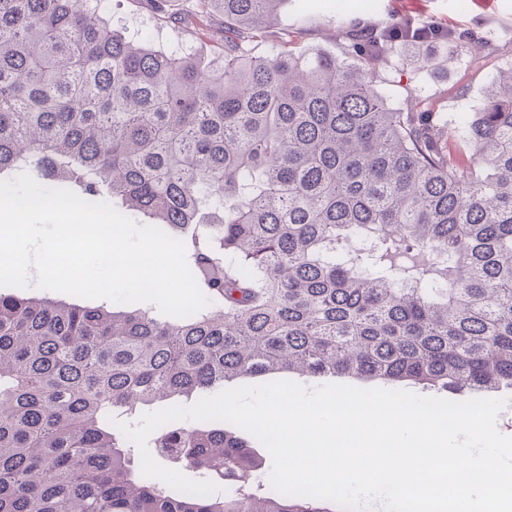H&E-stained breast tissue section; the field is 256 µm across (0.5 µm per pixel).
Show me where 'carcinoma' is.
Instances as JSON below:
<instances>
[{
    "instance_id": "cac0c4a2",
    "label": "carcinoma",
    "mask_w": 512,
    "mask_h": 512,
    "mask_svg": "<svg viewBox=\"0 0 512 512\" xmlns=\"http://www.w3.org/2000/svg\"><path fill=\"white\" fill-rule=\"evenodd\" d=\"M284 0L224 13V68L137 45L98 0H0V176L109 196L185 242V318L0 292V512H331L285 496L253 436L166 424L159 454L234 487L177 491L108 420L264 374L512 388V68L458 125L393 110L377 67L413 23L336 28L353 61L257 56ZM465 145L470 153L458 150Z\"/></svg>"
}]
</instances>
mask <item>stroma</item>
<instances>
[{
	"mask_svg": "<svg viewBox=\"0 0 512 512\" xmlns=\"http://www.w3.org/2000/svg\"><path fill=\"white\" fill-rule=\"evenodd\" d=\"M167 4L162 15L153 0H105L100 17L130 40L147 39L166 52L192 50L204 64L222 67L223 14L210 15L197 39L188 41L176 19L188 9L189 0ZM341 19L370 26L425 21L483 41L476 59L451 44L434 42L420 48V65L402 56L380 65V87L394 108L430 98L444 120L459 123L482 107L490 78L512 66V0H285L277 29L291 33L296 52L321 49L340 55L344 48L336 39V23Z\"/></svg>",
	"mask_w": 512,
	"mask_h": 512,
	"instance_id": "obj_1",
	"label": "stroma"
}]
</instances>
